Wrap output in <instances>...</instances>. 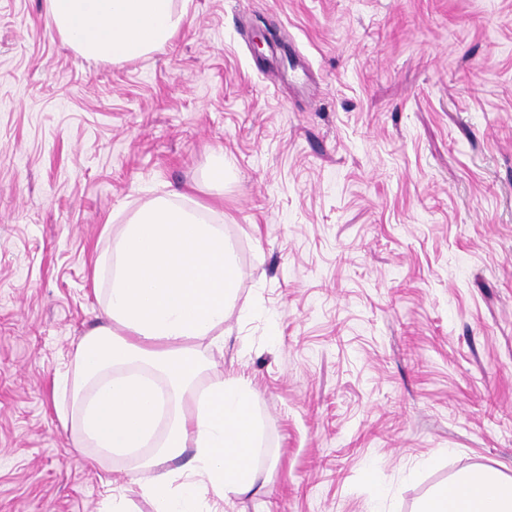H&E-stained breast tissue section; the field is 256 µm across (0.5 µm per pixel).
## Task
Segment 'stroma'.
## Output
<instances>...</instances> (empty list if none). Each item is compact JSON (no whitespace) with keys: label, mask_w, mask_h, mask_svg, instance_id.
<instances>
[{"label":"stroma","mask_w":512,"mask_h":512,"mask_svg":"<svg viewBox=\"0 0 512 512\" xmlns=\"http://www.w3.org/2000/svg\"><path fill=\"white\" fill-rule=\"evenodd\" d=\"M174 192L238 265L194 343L197 389L255 393L256 483L219 512H366L380 486L416 512L512 477V0H190L117 63L0 0V512H154L129 488L150 449L78 447L54 388L102 322L105 224Z\"/></svg>","instance_id":"stroma-1"}]
</instances>
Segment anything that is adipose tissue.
I'll return each instance as SVG.
<instances>
[{
	"label": "adipose tissue",
	"instance_id": "obj_1",
	"mask_svg": "<svg viewBox=\"0 0 512 512\" xmlns=\"http://www.w3.org/2000/svg\"><path fill=\"white\" fill-rule=\"evenodd\" d=\"M60 37L88 59L122 62L163 50L186 20L175 0H47ZM219 225L159 196L110 237L93 284L105 322L77 345L70 387L82 444L105 453L152 448L143 495L154 512H212L204 496L253 486L254 393L240 379L203 390L189 341L212 335L237 292ZM192 396V415L176 406ZM191 453L190 470L177 467ZM417 512H512V477L490 469L435 487Z\"/></svg>",
	"mask_w": 512,
	"mask_h": 512
}]
</instances>
